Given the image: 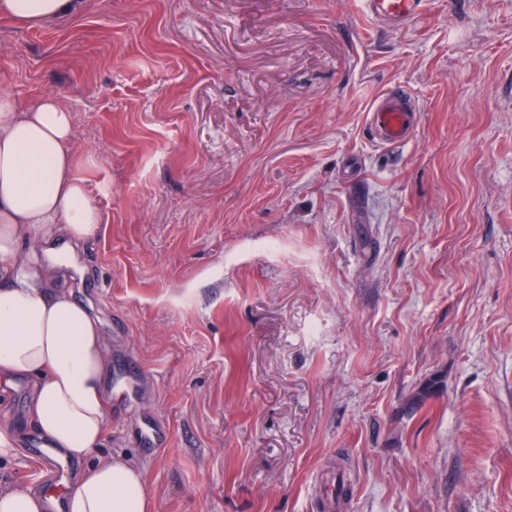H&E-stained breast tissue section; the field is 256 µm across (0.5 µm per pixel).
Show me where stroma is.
<instances>
[{
	"label": "stroma",
	"instance_id": "35a3bbf8",
	"mask_svg": "<svg viewBox=\"0 0 512 512\" xmlns=\"http://www.w3.org/2000/svg\"><path fill=\"white\" fill-rule=\"evenodd\" d=\"M0 74L73 114L102 214L66 284L109 351L99 454L154 512H318L338 469L343 512H512V0L402 29L362 0H74L0 19ZM391 90L418 112L386 147L368 109ZM29 395L7 387L0 429L33 435ZM49 482L29 446L0 459V488ZM74 0H1L0 18L33 28L69 16Z\"/></svg>",
	"mask_w": 512,
	"mask_h": 512
}]
</instances>
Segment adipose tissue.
I'll list each match as a JSON object with an SVG mask.
<instances>
[{
	"label": "adipose tissue",
	"instance_id": "ef3b65f1",
	"mask_svg": "<svg viewBox=\"0 0 512 512\" xmlns=\"http://www.w3.org/2000/svg\"><path fill=\"white\" fill-rule=\"evenodd\" d=\"M74 0H0V18L33 28ZM74 117L55 97L24 106L0 76V380L31 382L29 419L53 448L81 459L108 428V351L98 320L62 289L72 268L52 245L79 249L102 224L73 148ZM67 512H152L141 469L99 458L67 483Z\"/></svg>",
	"mask_w": 512,
	"mask_h": 512
}]
</instances>
